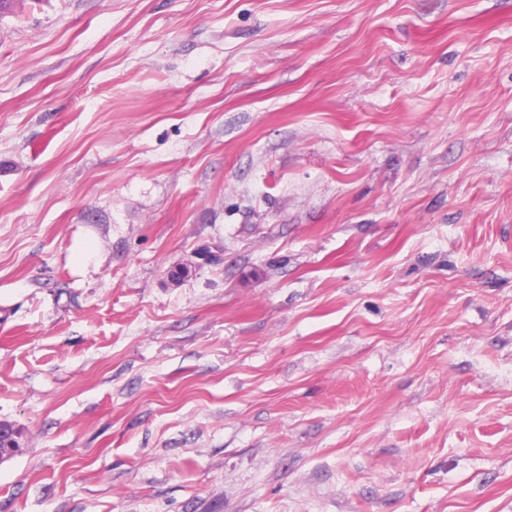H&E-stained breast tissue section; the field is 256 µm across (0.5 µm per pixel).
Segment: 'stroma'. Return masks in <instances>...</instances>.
Here are the masks:
<instances>
[{"label":"stroma","instance_id":"obj_1","mask_svg":"<svg viewBox=\"0 0 512 512\" xmlns=\"http://www.w3.org/2000/svg\"><path fill=\"white\" fill-rule=\"evenodd\" d=\"M0 421V512H512V0H18Z\"/></svg>","mask_w":512,"mask_h":512}]
</instances>
